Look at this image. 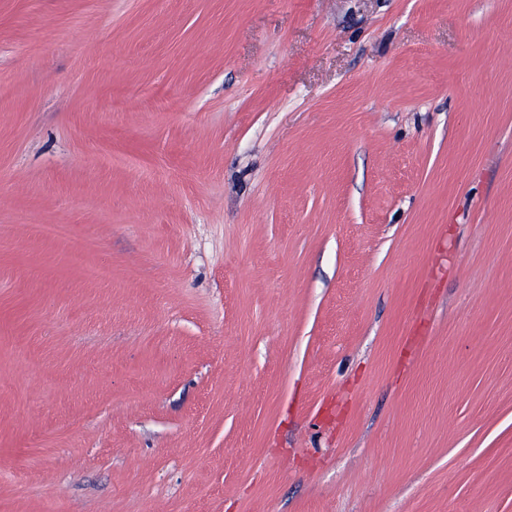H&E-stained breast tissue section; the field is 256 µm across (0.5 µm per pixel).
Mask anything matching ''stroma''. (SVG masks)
Masks as SVG:
<instances>
[{
  "label": "stroma",
  "instance_id": "1",
  "mask_svg": "<svg viewBox=\"0 0 512 512\" xmlns=\"http://www.w3.org/2000/svg\"><path fill=\"white\" fill-rule=\"evenodd\" d=\"M0 512H512V0H0Z\"/></svg>",
  "mask_w": 512,
  "mask_h": 512
}]
</instances>
